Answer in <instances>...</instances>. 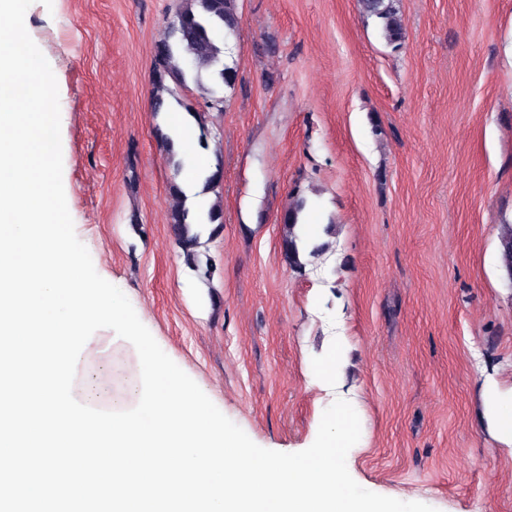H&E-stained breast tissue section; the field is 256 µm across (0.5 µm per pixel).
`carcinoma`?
<instances>
[{
  "label": "carcinoma",
  "mask_w": 512,
  "mask_h": 512,
  "mask_svg": "<svg viewBox=\"0 0 512 512\" xmlns=\"http://www.w3.org/2000/svg\"><path fill=\"white\" fill-rule=\"evenodd\" d=\"M363 10L380 19L385 36L395 43L403 38V23L395 0H361ZM239 26L235 0H182L175 20L167 37L156 45L159 65L155 111L164 105L163 94H173L163 77L169 76L176 82H185V70L181 63L188 60L197 71L209 70L216 81L227 86L235 77V68L223 63L224 50L221 42L235 36ZM175 200L170 211V228L182 249L185 264L192 270L200 268L201 227L213 225L210 234L218 232L223 225V213L218 207L211 208L204 216H195L186 207V196L177 185L171 186ZM304 208L301 202L288 208L284 216L285 234L283 255L287 263L299 264V249L295 227ZM502 261L504 266L512 265V226L506 225L501 233Z\"/></svg>",
  "instance_id": "1"
}]
</instances>
